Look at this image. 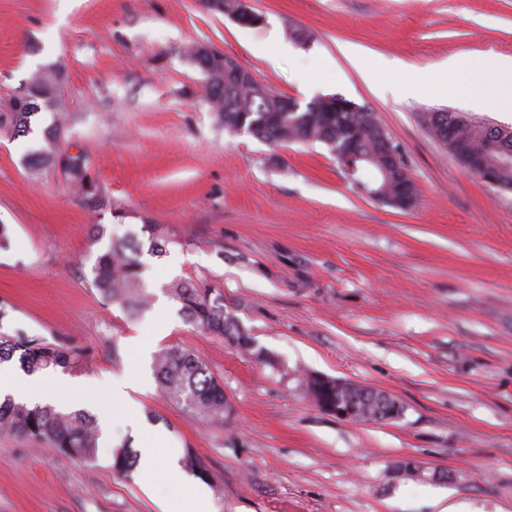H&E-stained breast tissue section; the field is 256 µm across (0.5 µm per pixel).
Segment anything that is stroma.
<instances>
[{
    "instance_id": "stroma-1",
    "label": "stroma",
    "mask_w": 512,
    "mask_h": 512,
    "mask_svg": "<svg viewBox=\"0 0 512 512\" xmlns=\"http://www.w3.org/2000/svg\"><path fill=\"white\" fill-rule=\"evenodd\" d=\"M238 24L197 0H0V112L40 69L62 107L30 137L0 131V332L66 342L95 380L73 406L102 426L97 464L0 435V512H164L188 494L141 471L112 472L113 447H140L150 422L177 455L195 449L221 494L212 512H435L445 496L512 512V190L466 171L433 137L445 108L512 128L472 65L512 55V0H252ZM310 40H290L288 30ZM213 44L274 92L341 95L376 112L417 199L403 210L367 195L325 145L273 147L220 128L185 48ZM363 54L366 84L341 54ZM447 93L411 94L449 59ZM387 93H377V86ZM60 129L96 189L25 156ZM105 227L102 238L93 225ZM157 224L164 256L142 253L150 306L133 318L92 284L111 240ZM203 281L272 357L263 363L185 321L167 285ZM191 350L224 382L232 412L205 424L161 393L149 357ZM313 373L385 391L395 420L345 421L300 382ZM134 377L132 417L113 412L112 380ZM420 470H401L404 459ZM444 479H437V472Z\"/></svg>"
}]
</instances>
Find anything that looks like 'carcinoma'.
<instances>
[{"label": "carcinoma", "instance_id": "carcinoma-1", "mask_svg": "<svg viewBox=\"0 0 512 512\" xmlns=\"http://www.w3.org/2000/svg\"><path fill=\"white\" fill-rule=\"evenodd\" d=\"M57 77L45 71L36 72L30 84L18 97L24 99L20 110L9 108L0 112V131L14 137L31 133V117L40 106L58 105ZM218 83H205L204 102L209 106L218 124L227 130L242 128L254 137L271 145L292 142L322 143L336 160L347 168L351 176L360 171H372L371 184L359 182L372 197L393 196L400 184L406 185L411 198H416L410 178L388 165L381 151V137L387 132L375 113L363 105L336 112H279L281 95L259 83L231 86L219 90ZM498 128L490 123L474 121L453 129V137L464 139L475 153H483L490 141L497 137ZM43 162L58 164L68 170L73 184L86 192L93 188L87 178L85 157L63 153L57 146V137L47 139V148L30 160L34 167ZM142 245L128 240H113L100 254L93 267V285L104 301L119 305L129 316L135 317L147 309L149 295L141 278ZM169 296L180 305L185 319L201 329L226 339L248 352L260 362L271 361L270 356L256 349L248 333L240 329L233 314L224 311V297L201 282L176 279L168 285ZM20 353L19 362L27 372L65 371L82 369L77 353L67 344L48 343L38 337L8 336L0 333V363ZM158 385L173 404L197 416L205 423H224V414L230 406L224 396V384L217 381L203 361L193 352L178 346L162 349L153 355L152 362ZM0 435L19 436L46 444L59 454L94 464L100 456L101 426L98 418L85 409L67 411L51 404L17 402L6 396L0 401ZM139 455L123 445L111 453L110 469L123 477H130ZM184 468L205 480L207 469L191 448L182 460Z\"/></svg>", "mask_w": 512, "mask_h": 512}]
</instances>
